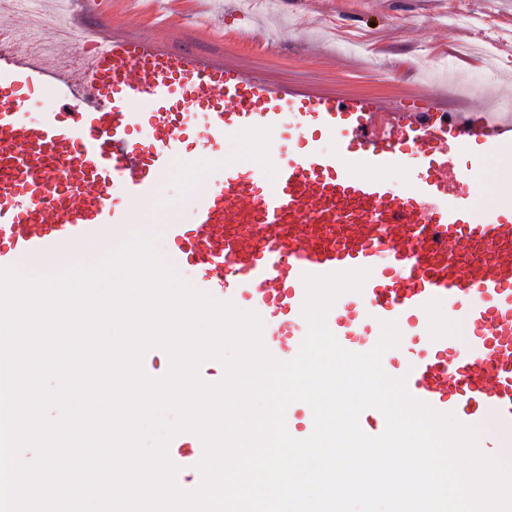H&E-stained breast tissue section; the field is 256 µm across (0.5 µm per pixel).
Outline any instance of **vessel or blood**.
<instances>
[{
  "label": "vessel or blood",
  "mask_w": 512,
  "mask_h": 512,
  "mask_svg": "<svg viewBox=\"0 0 512 512\" xmlns=\"http://www.w3.org/2000/svg\"><path fill=\"white\" fill-rule=\"evenodd\" d=\"M66 43L83 58L79 76L0 48V267L51 247L92 264L99 246L162 234L167 263L258 313L281 361L308 331L303 275L369 269L327 314L338 343L369 352L382 322H396L406 346L383 354V370L484 429L485 454L512 448V205L476 209L471 182L489 153L512 147L511 117L450 112L428 91L339 96L78 17ZM48 82L59 101L27 117ZM288 126L291 157L276 172L223 161L225 140L273 141ZM192 154L212 158L192 222L131 224ZM397 169L405 186L387 178Z\"/></svg>",
  "instance_id": "1"
}]
</instances>
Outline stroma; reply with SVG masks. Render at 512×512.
I'll use <instances>...</instances> for the list:
<instances>
[{
	"mask_svg": "<svg viewBox=\"0 0 512 512\" xmlns=\"http://www.w3.org/2000/svg\"><path fill=\"white\" fill-rule=\"evenodd\" d=\"M153 2L146 13L115 6L113 24L176 49L220 53L228 61L339 94L357 89L392 97L428 84L440 89L451 112L512 96V62L488 79L479 58L454 53L457 43L488 35L512 41V0H274L250 38L230 42L225 28L243 23L238 0H203L202 14L214 24L205 38L190 21L175 29L163 26L169 0ZM506 158L503 152L488 156L485 170L474 172L477 207L512 202V183L493 172ZM160 193L151 207L132 212V223L149 224L159 214L191 220L193 193L182 171L167 173Z\"/></svg>",
	"mask_w": 512,
	"mask_h": 512,
	"instance_id": "35a3bbf8",
	"label": "stroma"
}]
</instances>
